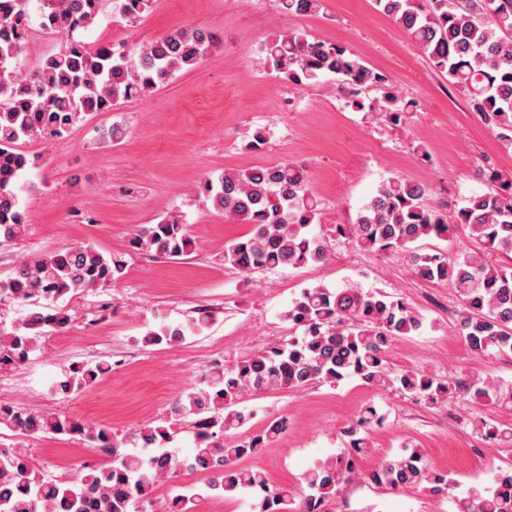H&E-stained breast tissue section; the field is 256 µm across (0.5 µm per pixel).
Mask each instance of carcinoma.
Instances as JSON below:
<instances>
[{"mask_svg":"<svg viewBox=\"0 0 512 512\" xmlns=\"http://www.w3.org/2000/svg\"><path fill=\"white\" fill-rule=\"evenodd\" d=\"M0 14V244H11L26 230L16 184L36 159L24 145L60 136L81 115L110 112L135 97L168 84L179 71L192 70L217 45L207 29L186 27L132 51L110 44L91 49L75 32L92 26L99 0H40L41 25L66 39L57 52L44 55L31 71L20 68L27 49V0H11ZM422 50L428 60L462 93L488 125L498 129L506 149L512 148V0H373ZM150 0H114V9L129 22L139 19ZM296 15L312 16L323 0H287ZM263 63L294 85L336 81L340 94L373 119L398 126L416 103L392 90L389 77L368 67L343 45L310 40L295 30L273 34L261 48ZM373 89L381 95L364 102ZM488 191L475 193L453 218L425 204L426 187L404 177L384 181L359 210L354 223L336 225V236L376 254L401 253L416 278L449 282L459 302L457 328L469 348L481 355L512 353V172H481ZM202 192L224 219L250 226L248 235L224 247V264L246 276L277 268H300L329 256L324 235L315 231L321 204L312 194L305 167L283 161L272 167L228 169L205 180ZM466 226L481 242L482 252L452 260L427 241H446ZM140 252L162 258L181 257L194 249L177 213L143 226L133 238ZM490 256L508 263L494 264ZM123 253L105 254L79 244L23 259L14 272L0 278V303L27 307L10 327L0 325V370L29 358L40 338L64 333L71 316L58 302L116 285L126 274ZM303 334L274 343L231 366L213 363L202 374L205 387L185 392L170 410V420L146 426L134 437L142 451L130 452L125 438L98 425L53 412L20 410L0 404V427L22 435H79L99 449L107 461L86 468L75 480L58 483L34 472L12 448H0V512H152L154 491L162 479L183 471L202 472L205 490L226 498L247 497L252 512H328L340 488L356 479L386 490L424 487L448 498L457 512H512V467L492 474L483 490H459L456 481L428 468L421 451L406 448L362 475L356 459L368 450L372 428L387 415L368 406L342 431L346 448L316 462L305 477L307 494L269 484L265 473L239 465L287 430V420L271 421L240 440L235 431L250 414L246 399L283 389L317 384L338 385L356 378L364 385L392 390L426 406L452 395L472 405L512 407V383L489 373L468 379L440 377L418 369H396L389 360L394 341L421 332L424 318L404 300L358 286L315 287L304 291L285 313ZM214 321L204 310L185 322L159 318L139 339L143 346H179L201 335ZM110 365L74 364L56 388L78 393L108 372ZM193 417L194 448L183 456L168 447L174 424ZM222 441H217V435ZM479 434L496 448L512 447V426L479 424Z\"/></svg>","mask_w":512,"mask_h":512,"instance_id":"cac0c4a2","label":"carcinoma"}]
</instances>
